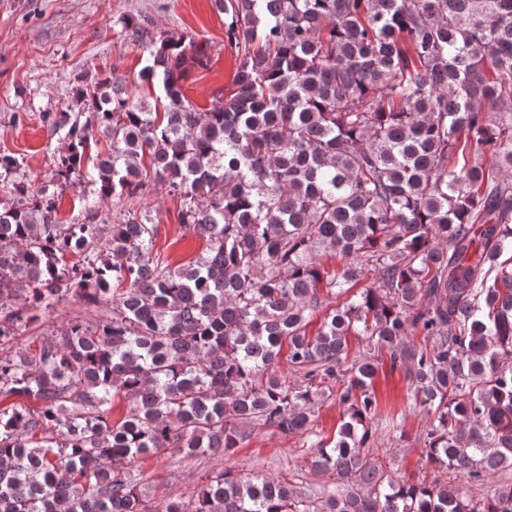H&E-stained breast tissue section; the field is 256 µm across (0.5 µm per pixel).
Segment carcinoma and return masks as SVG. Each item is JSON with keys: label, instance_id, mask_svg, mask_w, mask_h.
<instances>
[{"label": "carcinoma", "instance_id": "carcinoma-1", "mask_svg": "<svg viewBox=\"0 0 512 512\" xmlns=\"http://www.w3.org/2000/svg\"><path fill=\"white\" fill-rule=\"evenodd\" d=\"M214 2L240 57L233 91L194 105L183 80L207 48L126 21L162 96L110 74L77 86L85 121H58L55 172L92 163L100 200L167 184L204 256L174 267L155 224H101L94 205L61 224L30 185L0 200V400L36 403L0 406V512H512V483H489L512 471V0ZM98 134L109 149L93 155ZM367 269L377 280L355 289ZM321 290L355 294L310 336ZM67 297L112 313L3 354ZM354 333L369 353L350 362ZM382 350L429 417L426 461L482 494L369 458ZM330 396L343 420L324 439L310 423ZM114 397L130 403L118 422ZM255 427L304 435L338 483L226 468L152 506L121 469L168 449L227 456Z\"/></svg>", "mask_w": 512, "mask_h": 512}]
</instances>
